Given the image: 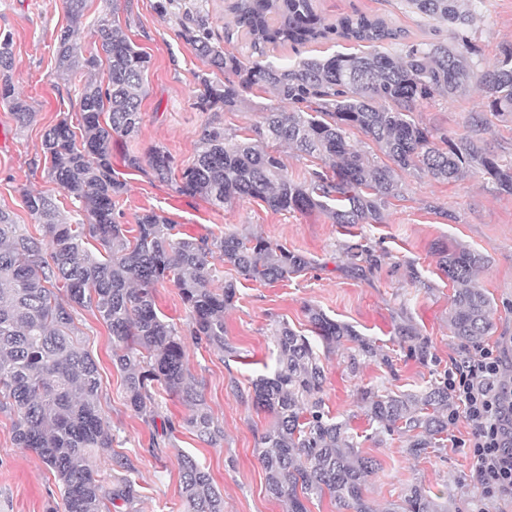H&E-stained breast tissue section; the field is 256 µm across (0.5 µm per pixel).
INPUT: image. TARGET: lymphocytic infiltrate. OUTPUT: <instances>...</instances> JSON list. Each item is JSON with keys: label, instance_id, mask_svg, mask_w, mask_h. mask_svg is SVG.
<instances>
[{"label": "lymphocytic infiltrate", "instance_id": "1", "mask_svg": "<svg viewBox=\"0 0 512 512\" xmlns=\"http://www.w3.org/2000/svg\"><path fill=\"white\" fill-rule=\"evenodd\" d=\"M501 350L478 348L449 368L448 392L458 403L450 420L465 419L480 478L481 500L512 499V382L505 381Z\"/></svg>", "mask_w": 512, "mask_h": 512}]
</instances>
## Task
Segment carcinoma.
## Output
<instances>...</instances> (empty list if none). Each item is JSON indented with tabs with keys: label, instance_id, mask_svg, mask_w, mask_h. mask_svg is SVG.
<instances>
[{
	"label": "carcinoma",
	"instance_id": "cac0c4a2",
	"mask_svg": "<svg viewBox=\"0 0 512 512\" xmlns=\"http://www.w3.org/2000/svg\"><path fill=\"white\" fill-rule=\"evenodd\" d=\"M479 2L407 0L409 8L457 28L472 19ZM64 4L69 27L60 34L56 78L65 84L80 78L81 140L62 122L45 132L43 152L50 161L48 177L79 203L86 222L63 223L54 198L26 191L24 203L41 232L37 238L0 209V411L16 416V447L36 453L58 482L63 512H133L139 496L130 477L135 466L112 450V427L99 405L98 367L79 346L74 307L97 312L108 328L112 363L124 375L127 403L135 413L155 416L159 391L174 393L189 411L184 420L188 430L216 445L224 431L184 365L182 337L158 314L156 286L170 282L178 290L196 341L235 357L237 351L224 339V311L236 299V283L213 288L215 260L231 265L245 280L268 285L300 275L310 260L258 235L185 236L154 211L137 218L136 236L125 235L123 214L114 202L124 184L113 174L112 138H131L139 130L150 57L116 20L107 18L87 27L95 51L84 55L72 35L84 25L85 0ZM227 11L232 26L224 27V41L239 34L248 38V53L241 56L214 42L209 10L198 5L183 14L181 37L212 70L224 74L222 82L208 73L197 76L196 109L235 112L245 103L244 93L254 88L272 94L281 106L267 109L263 121L251 128L253 136L242 143H229L221 124H206L195 158L178 176L173 158L154 150L148 157L154 178L171 184L176 193L215 206L256 198L277 212L320 209L334 224L382 222L386 200L401 194V173L410 170L450 181L479 167L500 192L512 195V159L488 153L478 130L445 136L440 148L413 118L417 102L464 95L473 84L484 93L489 111L512 113V47L486 70L477 69L476 48L458 33L451 46L436 41L412 43L395 54L338 52L281 67L264 57L288 42L341 39L375 47L403 40L405 32L358 13L326 24L313 0H230ZM12 65L13 36L1 31L0 101L24 125L33 111L15 96ZM103 66L106 77L101 79ZM354 129L369 138L374 150L352 144ZM271 141L314 156L321 166L310 180L298 183L281 157L268 150ZM87 237L99 241L107 257L88 251ZM350 253L349 269L361 277L383 259L364 245ZM484 261L469 249L438 251V269L454 289L452 333L472 344L492 328L493 300L474 283ZM307 315L309 336L284 321L276 325L273 374L254 380L246 395L271 417L257 441L266 491L284 503L286 512H307L305 502L326 496L338 512H376L364 488L381 464L359 449L350 416L325 412L320 353L353 344L347 355L353 374L367 359L391 370L392 356L319 309L310 308ZM395 331L410 355L421 362L434 357L428 337L409 317H401ZM361 401L375 442L398 434L415 457L437 447L454 407L444 376L402 394L368 386ZM93 457L109 462L107 476L90 465ZM179 476L186 512H224V496L210 473L185 452ZM382 512H448V504L414 485L401 502Z\"/></svg>",
	"mask_w": 512,
	"mask_h": 512
}]
</instances>
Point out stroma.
<instances>
[{
	"instance_id": "obj_1",
	"label": "stroma",
	"mask_w": 512,
	"mask_h": 512,
	"mask_svg": "<svg viewBox=\"0 0 512 512\" xmlns=\"http://www.w3.org/2000/svg\"><path fill=\"white\" fill-rule=\"evenodd\" d=\"M118 20L134 43L151 59L145 74L147 93L141 104L137 135L112 142V167L126 182L116 199L124 224L153 210L174 220L180 232L191 236L221 237L230 233L262 235L272 243L306 255L312 261L305 273L285 282L262 285L240 279L228 265H218L215 287L237 283L234 306L225 311L226 340L243 354L241 361L223 352L190 342L187 311L171 284L157 285L156 303L168 321L186 337V365L199 382L224 439L210 445L182 426L186 409L175 395L158 396L159 415L175 427L162 451L150 448L159 429L151 418L136 414L126 402L123 374L112 364V337L90 309L75 307L73 316L83 349L95 359L101 380L100 406L108 417L116 452L131 458L139 486L137 512H185L179 483V454L188 452L205 465L224 494V512H283V505L265 487L256 438L269 424L266 413L256 411L239 393L249 390L257 376L274 365L272 328L287 320L299 331L308 327L306 309L313 306L336 320L349 323L364 336L383 343L390 351L395 373L377 362L365 361L360 374L349 375L340 354L326 361L323 398L330 416L353 415L352 426L363 440V453L376 457L380 470L372 475L365 496L376 508L401 501L407 489L418 485L431 496L448 499L449 512H474L480 485L467 442L465 420L448 425L444 448L420 458L409 456L399 436L375 444L366 438L369 425L360 413V389L377 385L393 391H418L448 367L462 363L474 347L455 337L448 324L453 289L437 267L442 247L475 249L487 257L476 275L494 302L492 329L483 344L506 349L512 356V195L497 190L482 170L472 168L452 182H439L408 171L402 175L400 197L388 199L381 224H357L343 230L318 210L275 212L257 199L236 200L221 207L200 197L181 195L171 184L155 179L150 168H130L126 155L148 158L161 149L177 165L190 164L196 155L203 127L209 121L240 131L261 121L263 107L275 106L268 93L247 92L245 107L236 112H201L194 105L198 74L208 67L179 35V13L159 15L158 0H121ZM326 23L361 12L382 17L403 29L407 42H431L442 24L406 6L405 0H314ZM67 25L63 0H0V31L13 35L11 80L34 111L33 120L18 125L12 112L0 104V208L31 234L39 228L22 197L29 189L57 198L67 223H81L83 215L47 175L43 135L60 121L78 126L79 100L73 86L54 77L58 37ZM466 35L478 49L479 68L493 66L503 48L512 45V0H480ZM357 46L345 41H322L304 46L289 44L269 51L271 62L288 65L302 58H323L350 53ZM414 117L434 137L468 132L475 118L487 125L481 138L485 147L504 159L512 158V115L489 112L479 90L463 96L417 103ZM360 242L385 252L382 265L365 279L349 275L346 248ZM414 265L429 289L410 285L407 265ZM407 316L432 341L434 358L422 363L398 343L394 324ZM237 380L239 391L229 382ZM10 412L0 411V512H62L58 485L37 455L16 447Z\"/></svg>"
}]
</instances>
